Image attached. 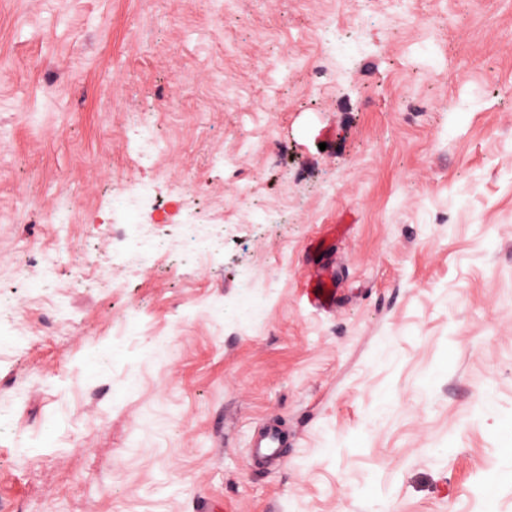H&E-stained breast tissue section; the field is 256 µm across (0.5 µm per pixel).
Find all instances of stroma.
Masks as SVG:
<instances>
[{
    "label": "stroma",
    "mask_w": 512,
    "mask_h": 512,
    "mask_svg": "<svg viewBox=\"0 0 512 512\" xmlns=\"http://www.w3.org/2000/svg\"><path fill=\"white\" fill-rule=\"evenodd\" d=\"M0 404V512H512V0H0ZM150 191V185L143 183L135 192L120 189L112 197V213L119 218L120 224H125L131 231L130 242L134 249L142 246L141 254L153 258L160 252L167 257L183 252L189 248L196 251L198 261L208 254L214 241L211 238L209 222L189 223L190 234L182 239H161L155 231V224H144L141 218L142 198ZM78 269L74 281L70 284L74 288H93L110 282L112 272L108 267L99 265L93 254L84 248L75 262ZM282 439L275 426H269L258 439L252 452V460L261 466H272L279 461Z\"/></svg>",
    "instance_id": "1"
}]
</instances>
